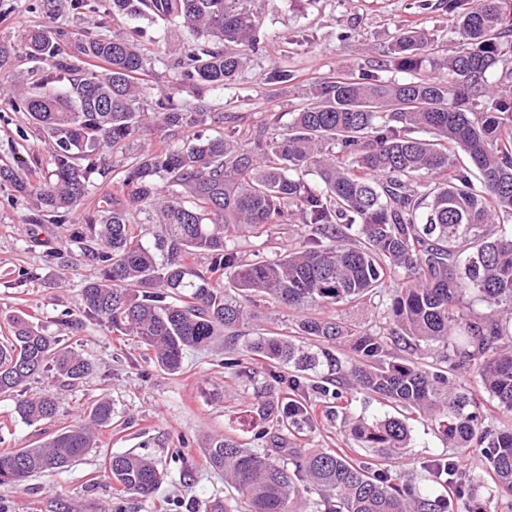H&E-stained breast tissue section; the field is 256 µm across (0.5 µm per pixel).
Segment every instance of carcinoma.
<instances>
[{
	"mask_svg": "<svg viewBox=\"0 0 512 512\" xmlns=\"http://www.w3.org/2000/svg\"><path fill=\"white\" fill-rule=\"evenodd\" d=\"M79 19L99 16L97 30L62 22L34 28L22 44L0 39V101L26 112L47 135L52 170L34 183L28 160L0 165V184L36 200L25 223L79 219L80 257L96 275L81 290L79 315L62 320L77 333L86 323L131 336L177 373L183 351L224 337V349L265 360L272 381L254 389L250 412L279 431L275 453L232 436L214 438L207 465L224 472L243 512H295L315 493L313 512H488L506 501L512 512V237L496 233L512 216V0H447L462 45L442 59L446 74L423 72L438 53L428 34L398 30L381 60L410 74L325 77L281 131L246 139L233 127L204 133L215 119L202 96L233 82L260 50V24L244 0H68ZM175 22L192 41L183 46L171 86L144 103L137 75L147 58L137 26L102 32L107 19ZM21 60L40 78L21 92L11 74ZM194 101L182 97L183 89ZM157 127L170 134L148 139ZM189 134L183 146L171 133ZM424 136H418V133ZM123 170L103 196L83 207L90 178L107 166ZM312 171L314 183L295 176ZM307 229L301 246L271 256H245L232 242L287 235L295 219ZM152 235L154 243L143 241ZM209 257L205 266L196 262ZM403 272L381 331L351 327L335 312L383 297ZM486 305L477 313L465 301ZM259 302L297 315L292 334L261 333L238 345ZM0 338V393L16 394L14 414L50 422L54 395L25 396L27 382L49 369L66 381L86 378L91 362L64 347L22 313ZM286 367L284 377L276 369ZM470 372L495 412L483 409L456 377ZM380 396L401 412L431 423L465 455L480 452L483 468L462 474L451 457L430 461L448 495L431 497L391 472L405 458L410 430L399 417L346 418L352 437L380 466L324 448H290L286 434L314 423L313 377ZM112 424L100 400L83 418L30 448L0 454V484H20L64 469L93 447L95 430ZM114 489L151 495L163 470L137 454L112 456ZM487 488L486 500H477Z\"/></svg>",
	"mask_w": 512,
	"mask_h": 512,
	"instance_id": "carcinoma-1",
	"label": "carcinoma"
}]
</instances>
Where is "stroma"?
<instances>
[{"label": "stroma", "instance_id": "obj_1", "mask_svg": "<svg viewBox=\"0 0 512 512\" xmlns=\"http://www.w3.org/2000/svg\"><path fill=\"white\" fill-rule=\"evenodd\" d=\"M247 6L260 21L263 49L234 82L206 95L212 111L223 113L226 126L244 132L262 128L271 112L289 121L291 111L305 103L308 85L320 78L376 71L385 80L403 79V72L378 68L382 51L400 27L425 30L447 51L459 40L445 0H247ZM61 20L57 13L30 11L27 0H0V38L16 41L30 27H52ZM139 24L151 57L144 82L152 96L171 83L175 48L169 24L145 18ZM276 67L291 70L293 80L270 84L268 75ZM15 152L38 158L33 177H42L50 167L48 139L27 113L10 111L0 120V157ZM29 206V199L15 197L9 185L0 186V335L9 316L28 313L47 333L89 359L94 370L70 384L55 381L50 371L28 382L27 396L50 391L58 397L57 415L48 423L30 426L14 419V395L0 394V453L38 444L100 398L110 400L114 415L82 460L19 485H0V512H216L229 501L231 490L223 474L206 465L205 450L212 438L225 434L251 443L259 420L247 411L252 393L247 377L261 368V360L247 356L240 365L227 366L224 348L217 344L188 351L181 371L170 374L156 367L149 351L131 337L92 323L69 333L60 319L77 310L82 283L92 269L77 259L73 225L48 224L31 232L23 222ZM50 248L61 251L62 259L46 263ZM25 271L36 272V279L20 281ZM288 442L293 448L361 454L338 418H319ZM128 451L151 456L163 469L165 480L153 495L115 498L108 461ZM458 455L428 422L414 421L408 454L395 469L402 481L435 496L442 489L426 463Z\"/></svg>", "mask_w": 512, "mask_h": 512}]
</instances>
